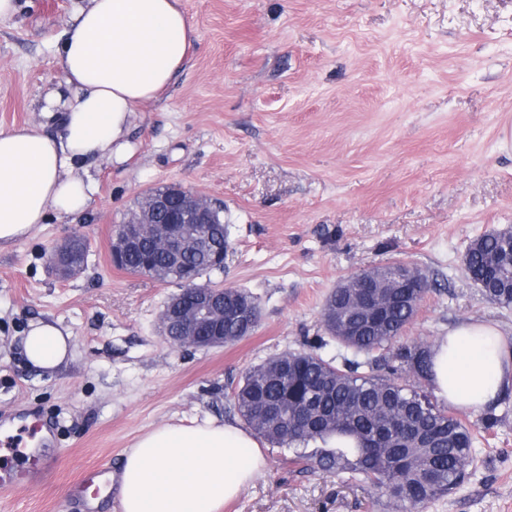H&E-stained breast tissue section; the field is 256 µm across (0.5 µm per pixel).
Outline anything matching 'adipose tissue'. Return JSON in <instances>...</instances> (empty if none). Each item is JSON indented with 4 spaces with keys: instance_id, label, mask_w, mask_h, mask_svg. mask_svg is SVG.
Segmentation results:
<instances>
[{
    "instance_id": "ef3b65f1",
    "label": "adipose tissue",
    "mask_w": 512,
    "mask_h": 512,
    "mask_svg": "<svg viewBox=\"0 0 512 512\" xmlns=\"http://www.w3.org/2000/svg\"><path fill=\"white\" fill-rule=\"evenodd\" d=\"M195 31L181 0H81L58 51L60 89L45 98L43 121L0 130V245L34 235L49 213H81L93 193L89 158L130 162L128 138L138 108L156 101L181 71ZM58 124L51 134L47 125ZM500 331L474 322L449 329L431 350L439 401L477 410L512 381ZM28 362L60 366L71 334L42 320L22 340ZM265 467L244 428L214 419L165 424L141 436L123 459L121 512H221Z\"/></svg>"
}]
</instances>
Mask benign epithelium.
I'll use <instances>...</instances> for the list:
<instances>
[{
    "label": "benign epithelium",
    "instance_id": "1",
    "mask_svg": "<svg viewBox=\"0 0 512 512\" xmlns=\"http://www.w3.org/2000/svg\"><path fill=\"white\" fill-rule=\"evenodd\" d=\"M222 207L216 199L181 189L149 191L143 194L139 213L129 222L118 226L112 239L111 261L121 267L128 252L139 247L143 238L152 239L164 251L176 270L175 277L182 284L179 292L166 302L159 318V328L167 340H172L170 329L177 331L176 345L193 349L224 347V331L217 322L228 314L237 320L241 333L249 335L255 326L257 303L236 295H228L229 288H199L195 285L198 273L183 264V256L190 250L207 253L210 266L224 267L228 247L212 245L205 225L211 223L215 210ZM83 249L84 238L74 235L58 246L51 265L61 278L78 275L84 264L69 265L61 255Z\"/></svg>",
    "mask_w": 512,
    "mask_h": 512
}]
</instances>
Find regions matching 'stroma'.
Instances as JSON below:
<instances>
[{"label": "stroma", "mask_w": 512, "mask_h": 512, "mask_svg": "<svg viewBox=\"0 0 512 512\" xmlns=\"http://www.w3.org/2000/svg\"><path fill=\"white\" fill-rule=\"evenodd\" d=\"M0 20V130L36 123L62 82L57 45L77 0H18ZM197 39L160 100L136 112L134 158L92 159L87 209L49 216L0 249V426L34 444L0 512H120L92 503L85 470L121 461L152 428L208 417L240 422L230 388L288 351L336 355L321 319L351 274L400 261L429 291L405 342L436 343L469 321L495 325L512 351V307L487 299L463 264L469 244L512 226V0H182ZM178 185L224 204L230 251L210 282L249 291L252 335L194 350L160 334L178 287L115 268L116 225L144 192ZM81 234L72 278L52 251ZM60 322L73 356L30 365V321ZM498 421L466 412L476 437L466 481L422 512H512V383ZM263 472L223 512H392L365 484L295 475L287 449L262 443ZM52 475L30 486L33 464ZM84 238L79 235H74L67 239L64 243L58 246L55 250V253L51 259V265L56 274L61 278H70L78 275L84 269V264L87 261L88 257V248L84 247ZM81 248L84 252L83 261L81 264L69 265L61 260V255L65 254L69 251H74L76 249Z\"/></svg>", "instance_id": "stroma-1"}]
</instances>
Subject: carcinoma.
I'll return each mask as SVG.
<instances>
[{
  "instance_id": "1",
  "label": "carcinoma",
  "mask_w": 512,
  "mask_h": 512,
  "mask_svg": "<svg viewBox=\"0 0 512 512\" xmlns=\"http://www.w3.org/2000/svg\"><path fill=\"white\" fill-rule=\"evenodd\" d=\"M129 256L124 271L148 276L165 267L151 242ZM512 233L491 230L465 252L482 294L512 306ZM403 267L392 262L354 273L322 308L336 359L311 352L275 355L246 372L231 399L245 423L291 452L300 473L333 472L366 483L396 512H416L451 493L468 475L474 437L466 421L434 403L410 378L429 380L430 348L400 344L428 292L425 281L397 288ZM318 448L308 452L309 444Z\"/></svg>"
}]
</instances>
